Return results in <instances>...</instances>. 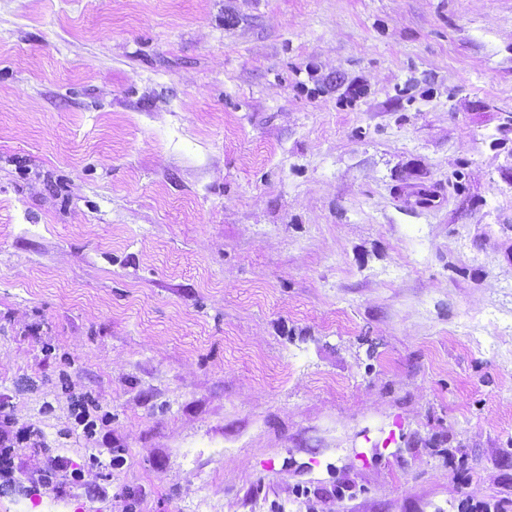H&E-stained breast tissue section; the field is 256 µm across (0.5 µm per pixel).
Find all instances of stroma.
Segmentation results:
<instances>
[{"label": "stroma", "mask_w": 512, "mask_h": 512, "mask_svg": "<svg viewBox=\"0 0 512 512\" xmlns=\"http://www.w3.org/2000/svg\"><path fill=\"white\" fill-rule=\"evenodd\" d=\"M0 434V512H512V0H0Z\"/></svg>", "instance_id": "stroma-1"}]
</instances>
